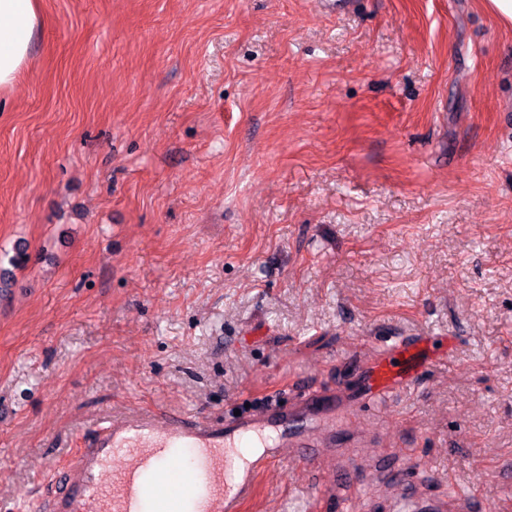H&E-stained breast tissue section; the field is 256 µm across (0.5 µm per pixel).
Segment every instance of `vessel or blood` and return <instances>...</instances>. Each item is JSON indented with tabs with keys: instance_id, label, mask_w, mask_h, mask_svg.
<instances>
[{
	"instance_id": "b4317fda",
	"label": "vessel or blood",
	"mask_w": 512,
	"mask_h": 512,
	"mask_svg": "<svg viewBox=\"0 0 512 512\" xmlns=\"http://www.w3.org/2000/svg\"><path fill=\"white\" fill-rule=\"evenodd\" d=\"M429 360L426 340L382 341L351 416L417 386ZM340 404L307 391L221 421L154 410L104 421L65 464L49 512H242L258 474L273 464L320 465L324 449L336 445ZM380 465L401 488L394 512H444L443 503L414 494L393 459Z\"/></svg>"
}]
</instances>
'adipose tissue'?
Returning a JSON list of instances; mask_svg holds the SVG:
<instances>
[{"label": "adipose tissue", "instance_id": "obj_1", "mask_svg": "<svg viewBox=\"0 0 512 512\" xmlns=\"http://www.w3.org/2000/svg\"><path fill=\"white\" fill-rule=\"evenodd\" d=\"M40 24L37 0H0V91L12 88L29 63Z\"/></svg>", "mask_w": 512, "mask_h": 512}]
</instances>
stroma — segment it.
<instances>
[{
	"mask_svg": "<svg viewBox=\"0 0 512 512\" xmlns=\"http://www.w3.org/2000/svg\"><path fill=\"white\" fill-rule=\"evenodd\" d=\"M38 4L0 92V512H44L105 418L353 388L388 336L447 342L350 435L512 512V28L484 0ZM352 491L283 464L243 512Z\"/></svg>",
	"mask_w": 512,
	"mask_h": 512,
	"instance_id": "1",
	"label": "stroma"
}]
</instances>
